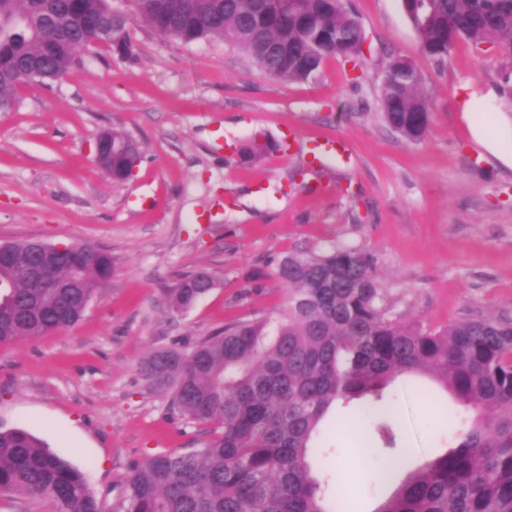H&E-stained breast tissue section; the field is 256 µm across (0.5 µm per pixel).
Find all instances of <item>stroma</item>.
<instances>
[{
  "mask_svg": "<svg viewBox=\"0 0 512 512\" xmlns=\"http://www.w3.org/2000/svg\"><path fill=\"white\" fill-rule=\"evenodd\" d=\"M344 6L366 36L357 67L335 57L314 78L273 79L224 41L175 42L140 23L132 56L92 48L62 77L19 85L15 108L0 112V243L89 244L112 257V277L80 321L0 344V428L29 431L79 469L103 512H115L134 463L209 437L144 387L141 360L276 317L288 286L271 259L356 246L377 260L391 318L431 330L512 321V167L471 129L492 118L493 133L512 141L505 57L461 42L439 63L422 53L401 0ZM396 55L413 59L431 106L416 142L382 117L381 73ZM463 92L475 101L470 121ZM104 130L125 133L141 153L118 186L95 162ZM259 132L273 149L243 159ZM336 138L348 162L321 151ZM198 270L217 287L185 314L167 313L166 289ZM389 394L409 471L446 451L472 418L422 374ZM352 419L348 406L328 416L332 461L313 469L350 512H375L394 487L374 477L368 451L380 437Z\"/></svg>",
  "mask_w": 512,
  "mask_h": 512,
  "instance_id": "35a3bbf8",
  "label": "stroma"
}]
</instances>
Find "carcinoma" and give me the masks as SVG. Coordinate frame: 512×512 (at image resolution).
I'll return each instance as SVG.
<instances>
[{
	"instance_id": "obj_1",
	"label": "carcinoma",
	"mask_w": 512,
	"mask_h": 512,
	"mask_svg": "<svg viewBox=\"0 0 512 512\" xmlns=\"http://www.w3.org/2000/svg\"><path fill=\"white\" fill-rule=\"evenodd\" d=\"M410 16L421 51L442 63L466 41L493 44L512 81V0H430ZM142 22L181 42L220 38L275 79L307 80L325 61L360 64L363 28L339 0H0V112L21 83L64 75L91 48L129 55L128 25ZM385 121L406 139L424 137L430 106L415 64L394 57L382 72ZM271 149L255 136L247 159ZM139 148L112 132L98 165L119 185ZM289 288L278 321H241L186 347L150 351L139 373L169 409L209 426L202 448L160 452L136 463L117 512H346L313 474L321 424L337 404H364L356 418L376 428L375 469L400 457L386 388L407 373L431 376L476 416L446 453L410 472L375 512H512V321L476 317L439 330L389 316L374 256L358 247L296 251L275 261ZM112 275L94 252L55 266L62 288H40L25 267L0 263L12 283L0 302V344L68 327ZM215 287L206 272L180 277L165 304L183 314ZM0 494L51 504V512H102L84 475L24 429L0 430Z\"/></svg>"
}]
</instances>
